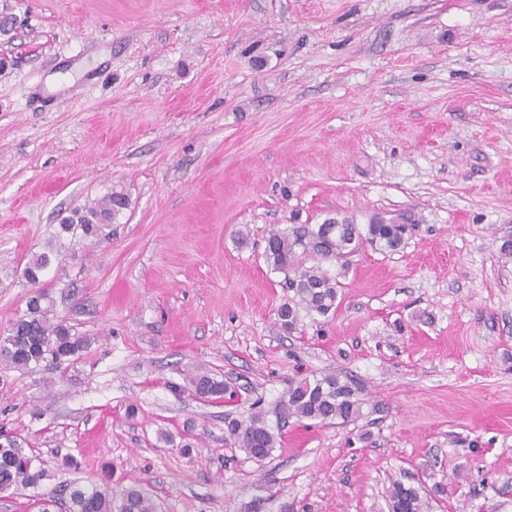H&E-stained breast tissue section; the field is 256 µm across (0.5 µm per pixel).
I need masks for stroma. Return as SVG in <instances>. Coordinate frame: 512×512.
I'll list each match as a JSON object with an SVG mask.
<instances>
[{
    "instance_id": "35a3bbf8",
    "label": "stroma",
    "mask_w": 512,
    "mask_h": 512,
    "mask_svg": "<svg viewBox=\"0 0 512 512\" xmlns=\"http://www.w3.org/2000/svg\"><path fill=\"white\" fill-rule=\"evenodd\" d=\"M3 15L0 332L47 250L55 317L92 339L62 368L0 361V430L41 454L43 492L383 512L398 478L432 512H512V0H0ZM115 187L129 207L109 236L58 237ZM376 213L413 220L404 248L351 257L335 313L285 331L268 233ZM329 370L366 384L361 419L278 420L290 382ZM195 372L279 425L269 459L226 445L227 403L179 388ZM50 256L48 252H42L34 255L33 258L27 263L24 268L23 275L27 282L35 287L39 288L38 285L41 283L43 272L50 264Z\"/></svg>"
}]
</instances>
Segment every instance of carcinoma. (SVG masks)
Segmentation results:
<instances>
[{
  "instance_id": "1",
  "label": "carcinoma",
  "mask_w": 512,
  "mask_h": 512,
  "mask_svg": "<svg viewBox=\"0 0 512 512\" xmlns=\"http://www.w3.org/2000/svg\"><path fill=\"white\" fill-rule=\"evenodd\" d=\"M128 205L124 190L114 188L94 205L64 218L60 232L80 242L97 238L116 223ZM406 231L407 226L399 219L380 214L371 216L364 226L349 216H336L320 224H291L286 229L270 231L262 257L271 270L284 275V287L290 292L277 311L281 326L290 332L297 330L302 310L310 315H327L336 308L340 277L348 269L349 258L366 247L395 252L403 245ZM49 264V253L33 256L23 271L27 282L38 287ZM90 343L89 337L55 318L52 301L38 292L0 337V359L17 370L44 363L59 367L80 359ZM185 380L192 395L202 401H219L234 395L224 380L207 372L189 374ZM365 392L364 384L346 372L316 373L288 386L280 400L281 417L312 424L346 425L362 417ZM224 425L226 443L240 449L247 458L262 462L272 455L276 437L257 404L241 416L225 412ZM46 479L48 471L41 458L21 448L16 438L1 433L0 494L37 489ZM35 503L41 512H50L52 504L64 512H157L154 500L136 485L105 490L95 483L73 481L60 496L39 497ZM386 505L388 512L431 509L430 496L424 488L398 479L387 488Z\"/></svg>"
}]
</instances>
